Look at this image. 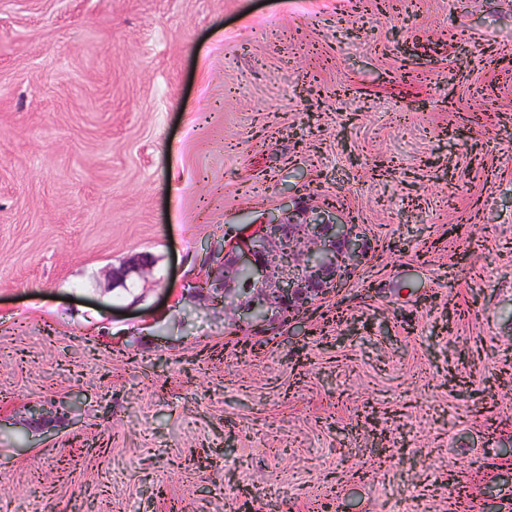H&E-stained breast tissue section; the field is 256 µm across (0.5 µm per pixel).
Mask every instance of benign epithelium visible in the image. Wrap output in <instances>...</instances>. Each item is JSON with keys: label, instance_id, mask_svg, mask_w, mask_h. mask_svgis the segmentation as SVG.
Instances as JSON below:
<instances>
[{"label": "benign epithelium", "instance_id": "obj_1", "mask_svg": "<svg viewBox=\"0 0 512 512\" xmlns=\"http://www.w3.org/2000/svg\"><path fill=\"white\" fill-rule=\"evenodd\" d=\"M298 243L286 261L277 259L282 245ZM369 242L359 226L326 219L304 206L288 218L264 224L251 238L224 252V300L238 312V326L258 328L275 321L291 323L335 291L366 260ZM148 254L115 273L124 281L150 269Z\"/></svg>", "mask_w": 512, "mask_h": 512}]
</instances>
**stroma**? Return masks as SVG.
<instances>
[{
  "mask_svg": "<svg viewBox=\"0 0 512 512\" xmlns=\"http://www.w3.org/2000/svg\"><path fill=\"white\" fill-rule=\"evenodd\" d=\"M510 43L512 0H0V512H512ZM299 201L370 257L240 328L224 242Z\"/></svg>",
  "mask_w": 512,
  "mask_h": 512,
  "instance_id": "1",
  "label": "stroma"
}]
</instances>
